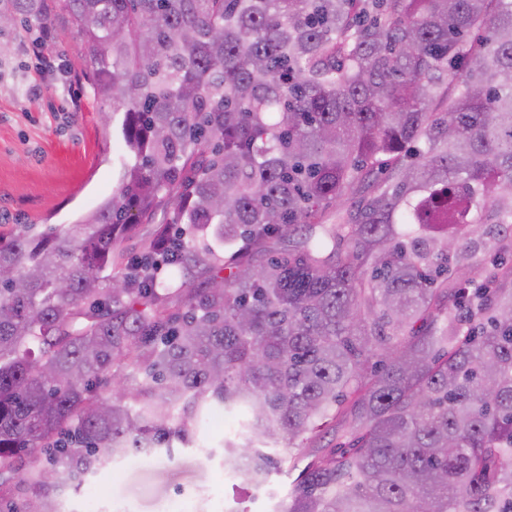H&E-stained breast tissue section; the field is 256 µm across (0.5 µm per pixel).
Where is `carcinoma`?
<instances>
[{"mask_svg":"<svg viewBox=\"0 0 512 512\" xmlns=\"http://www.w3.org/2000/svg\"><path fill=\"white\" fill-rule=\"evenodd\" d=\"M57 8L125 154L0 232V512L217 410L260 485L344 407L283 512H512V262L448 282L461 228L512 233V0H0L34 46Z\"/></svg>","mask_w":512,"mask_h":512,"instance_id":"1","label":"carcinoma"}]
</instances>
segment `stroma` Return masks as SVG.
I'll list each match as a JSON object with an SVG mask.
<instances>
[{
    "mask_svg": "<svg viewBox=\"0 0 512 512\" xmlns=\"http://www.w3.org/2000/svg\"><path fill=\"white\" fill-rule=\"evenodd\" d=\"M50 32L41 60L24 27L0 28V230L17 233L32 224L41 233L78 223L111 198L116 184L112 161L124 145L101 120L85 46L64 11H57ZM28 86L37 94L24 95ZM490 230L487 224L461 229L469 252L455 264L454 280L483 281L491 271L484 263L490 244L512 253V237L494 238ZM330 437L326 427L308 434L301 454L277 450L280 467L267 479L276 507L287 503L293 481ZM82 492L104 501L108 512H265L251 487L225 483L221 455L206 458L192 448L114 463Z\"/></svg>",
    "mask_w": 512,
    "mask_h": 512,
    "instance_id": "obj_1",
    "label": "stroma"
}]
</instances>
